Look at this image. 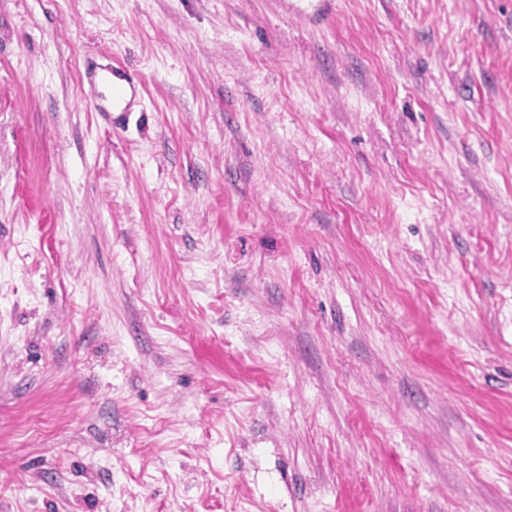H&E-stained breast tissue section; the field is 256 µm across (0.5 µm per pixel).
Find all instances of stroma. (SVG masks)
<instances>
[{
    "instance_id": "1",
    "label": "stroma",
    "mask_w": 512,
    "mask_h": 512,
    "mask_svg": "<svg viewBox=\"0 0 512 512\" xmlns=\"http://www.w3.org/2000/svg\"><path fill=\"white\" fill-rule=\"evenodd\" d=\"M0 512H512V0H0Z\"/></svg>"
}]
</instances>
